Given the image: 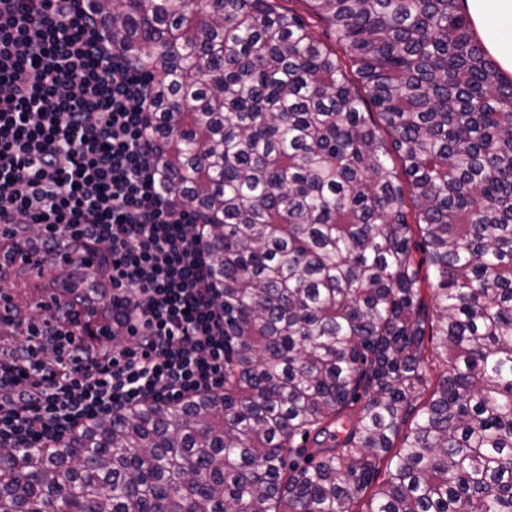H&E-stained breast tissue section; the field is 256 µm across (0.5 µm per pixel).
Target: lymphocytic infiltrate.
<instances>
[{"mask_svg": "<svg viewBox=\"0 0 512 512\" xmlns=\"http://www.w3.org/2000/svg\"><path fill=\"white\" fill-rule=\"evenodd\" d=\"M93 0H0V448L224 387L204 231Z\"/></svg>", "mask_w": 512, "mask_h": 512, "instance_id": "obj_1", "label": "lymphocytic infiltrate"}]
</instances>
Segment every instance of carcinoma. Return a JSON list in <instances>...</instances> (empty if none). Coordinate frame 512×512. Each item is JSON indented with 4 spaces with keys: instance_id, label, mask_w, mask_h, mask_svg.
<instances>
[{
    "instance_id": "cac0c4a2",
    "label": "carcinoma",
    "mask_w": 512,
    "mask_h": 512,
    "mask_svg": "<svg viewBox=\"0 0 512 512\" xmlns=\"http://www.w3.org/2000/svg\"><path fill=\"white\" fill-rule=\"evenodd\" d=\"M305 2L96 0L206 225L224 392L1 450L0 512H512V79L461 0Z\"/></svg>"
}]
</instances>
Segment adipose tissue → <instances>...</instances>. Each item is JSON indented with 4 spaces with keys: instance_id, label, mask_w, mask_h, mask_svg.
Wrapping results in <instances>:
<instances>
[{
    "instance_id": "adipose-tissue-1",
    "label": "adipose tissue",
    "mask_w": 512,
    "mask_h": 512,
    "mask_svg": "<svg viewBox=\"0 0 512 512\" xmlns=\"http://www.w3.org/2000/svg\"><path fill=\"white\" fill-rule=\"evenodd\" d=\"M477 35L506 74H512V0H464Z\"/></svg>"
}]
</instances>
